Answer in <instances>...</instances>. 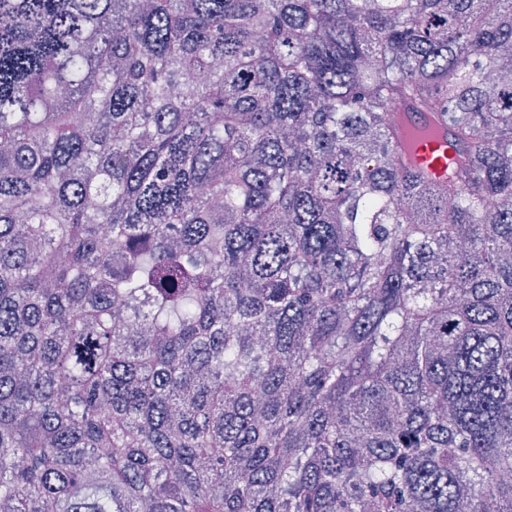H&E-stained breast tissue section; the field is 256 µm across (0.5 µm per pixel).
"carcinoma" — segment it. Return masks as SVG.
Returning a JSON list of instances; mask_svg holds the SVG:
<instances>
[{
	"label": "carcinoma",
	"mask_w": 512,
	"mask_h": 512,
	"mask_svg": "<svg viewBox=\"0 0 512 512\" xmlns=\"http://www.w3.org/2000/svg\"><path fill=\"white\" fill-rule=\"evenodd\" d=\"M0 17V512H512V0ZM396 125L400 139L409 145L406 160L425 166L436 180L448 178V169L456 159L451 126L440 116L415 112L407 106L398 113Z\"/></svg>",
	"instance_id": "cac0c4a2"
}]
</instances>
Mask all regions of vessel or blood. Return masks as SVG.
Wrapping results in <instances>:
<instances>
[{"mask_svg": "<svg viewBox=\"0 0 512 512\" xmlns=\"http://www.w3.org/2000/svg\"><path fill=\"white\" fill-rule=\"evenodd\" d=\"M396 125L400 139L409 145L406 160L426 167L435 179L447 178L448 169L456 159L451 126L441 117L408 107L399 112Z\"/></svg>", "mask_w": 512, "mask_h": 512, "instance_id": "1", "label": "vessel or blood"}]
</instances>
